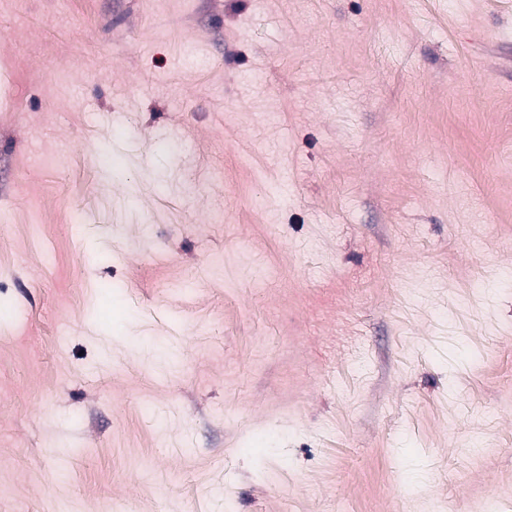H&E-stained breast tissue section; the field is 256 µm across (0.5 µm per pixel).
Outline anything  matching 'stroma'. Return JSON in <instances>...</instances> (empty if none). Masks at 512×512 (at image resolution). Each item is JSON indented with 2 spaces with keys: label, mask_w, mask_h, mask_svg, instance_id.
<instances>
[{
  "label": "stroma",
  "mask_w": 512,
  "mask_h": 512,
  "mask_svg": "<svg viewBox=\"0 0 512 512\" xmlns=\"http://www.w3.org/2000/svg\"><path fill=\"white\" fill-rule=\"evenodd\" d=\"M0 89V512H512V0H0Z\"/></svg>",
  "instance_id": "stroma-1"
}]
</instances>
